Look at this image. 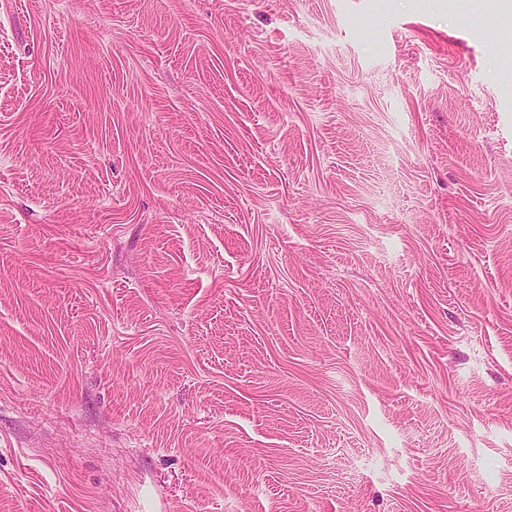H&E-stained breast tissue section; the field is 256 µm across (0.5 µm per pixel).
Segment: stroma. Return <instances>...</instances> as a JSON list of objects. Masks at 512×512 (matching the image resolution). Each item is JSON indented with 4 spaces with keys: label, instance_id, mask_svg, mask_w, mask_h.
<instances>
[{
    "label": "stroma",
    "instance_id": "35a3bbf8",
    "mask_svg": "<svg viewBox=\"0 0 512 512\" xmlns=\"http://www.w3.org/2000/svg\"><path fill=\"white\" fill-rule=\"evenodd\" d=\"M0 512H512L499 0H0Z\"/></svg>",
    "mask_w": 512,
    "mask_h": 512
}]
</instances>
